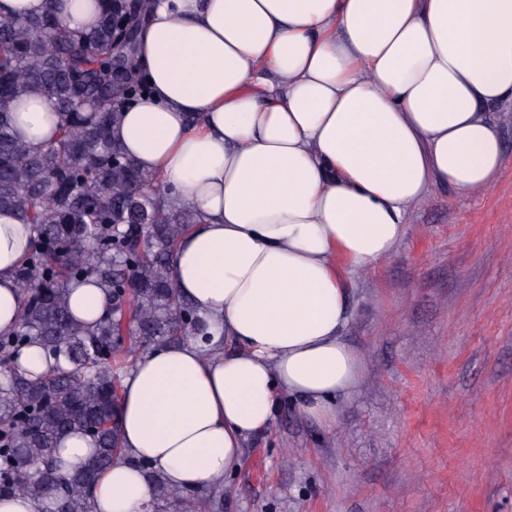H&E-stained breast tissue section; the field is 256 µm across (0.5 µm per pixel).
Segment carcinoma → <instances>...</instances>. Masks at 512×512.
<instances>
[{"instance_id": "obj_1", "label": "carcinoma", "mask_w": 512, "mask_h": 512, "mask_svg": "<svg viewBox=\"0 0 512 512\" xmlns=\"http://www.w3.org/2000/svg\"><path fill=\"white\" fill-rule=\"evenodd\" d=\"M132 0H106L99 24L75 32L54 13L0 18V212L29 224L33 238L16 281L19 323L0 333V499L22 495L34 512H94L98 476L122 454L118 403L129 336L159 347L207 335V323L175 287L170 255L196 214L139 170L111 137L123 105L144 87L129 71L135 54L115 43ZM52 97L54 143L15 133L13 107L27 92ZM93 279L109 307L92 325L70 308L71 286ZM32 343L69 368H20ZM89 437L84 467L62 473L70 434ZM152 512H215L201 489L171 486L143 460Z\"/></svg>"}]
</instances>
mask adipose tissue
Listing matches in <instances>:
<instances>
[{
  "instance_id": "1",
  "label": "adipose tissue",
  "mask_w": 512,
  "mask_h": 512,
  "mask_svg": "<svg viewBox=\"0 0 512 512\" xmlns=\"http://www.w3.org/2000/svg\"><path fill=\"white\" fill-rule=\"evenodd\" d=\"M50 7L87 31L103 2L0 0V16ZM137 57L148 92L114 137L200 217L171 262L211 336L153 350L124 377V453L96 512H147L138 459L180 488L238 468L282 397L335 426L363 376L344 337L350 275L393 255L434 187L479 194L501 172L512 0H147ZM57 124L47 94L17 102L26 143L48 145ZM30 241L0 213L2 333L19 320Z\"/></svg>"
}]
</instances>
